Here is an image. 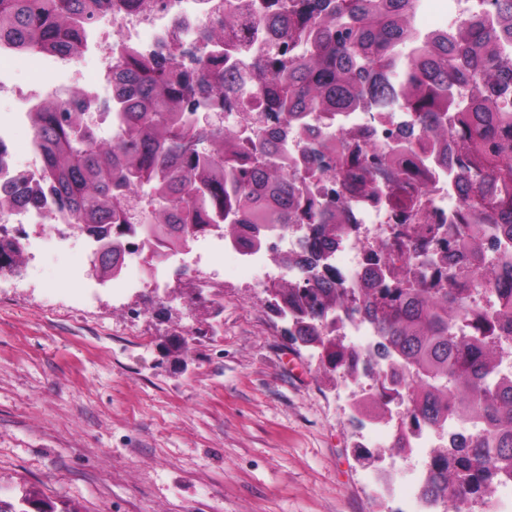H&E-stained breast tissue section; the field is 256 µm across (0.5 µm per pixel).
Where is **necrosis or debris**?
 Returning a JSON list of instances; mask_svg holds the SVG:
<instances>
[{
    "mask_svg": "<svg viewBox=\"0 0 512 512\" xmlns=\"http://www.w3.org/2000/svg\"><path fill=\"white\" fill-rule=\"evenodd\" d=\"M267 12L265 0H244L234 36L223 43L209 39V31L224 23L223 0H112L97 23L87 30L79 52L48 54L40 59L42 69L52 78L51 91L64 95L79 88L83 106L94 128H109L112 139H119L123 114L105 105L107 80L88 78L81 63L85 60L109 64L121 44H128L142 54L183 57L192 53L206 60L225 53V66L235 68L239 76L249 77L256 62L261 60L265 47L274 44L278 35L262 19ZM26 58L9 46H0V99L8 100L10 111L0 118V186L19 179L35 183L43 178V156L36 140H29L25 155H18L12 146L16 130L30 126L29 114L44 98L42 87L22 86L14 74ZM224 123L232 128L243 146H251L264 135L281 133L283 152L292 159L288 174L293 179L302 201L321 202L333 197L346 209L344 223L349 229L325 262L336 268L346 288L359 287L370 255L382 257L389 267L405 268L412 252L410 237L414 219L439 226V237L453 239L454 229L462 221L464 193L459 184L456 164H444L427 137L412 138L409 151L401 160L402 175L412 186V208L406 209L391 202L395 190L392 181H383L376 193H369L365 183L344 178L336 173V161L312 155L315 141L333 138L347 147H368L380 158H387L391 148L399 146L402 131L416 129L414 113L380 108L346 112L328 118L319 112L307 114L300 126H287L284 117L271 112L263 97L252 96L232 104L224 114ZM309 233L306 225L291 228L274 226L266 229L260 245L249 244L247 237L226 238L224 227L214 224L201 234L189 236L181 247L160 261L152 258V244L139 226L121 231L123 259L137 263L141 276H113L109 286L113 293L125 294L165 288L169 266L194 279L196 288L206 291L213 282L196 262L192 253L199 248L224 252L233 256L240 268L260 271L268 266L275 253L283 249H298ZM15 238L22 256L39 250L47 239L57 245H69L84 239L89 253H97L102 243L84 235L78 225L62 216L52 197L46 196L34 205L0 206V235Z\"/></svg>",
    "mask_w": 512,
    "mask_h": 512,
    "instance_id": "obj_1",
    "label": "necrosis or debris"
}]
</instances>
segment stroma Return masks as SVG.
I'll return each instance as SVG.
<instances>
[{
	"instance_id": "obj_1",
	"label": "stroma",
	"mask_w": 512,
	"mask_h": 512,
	"mask_svg": "<svg viewBox=\"0 0 512 512\" xmlns=\"http://www.w3.org/2000/svg\"><path fill=\"white\" fill-rule=\"evenodd\" d=\"M82 247L0 270V500L58 512H400L425 456L391 458L401 498L367 486L348 391L292 344L252 276L216 254L218 296L188 304L99 289L81 305Z\"/></svg>"
}]
</instances>
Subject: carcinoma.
<instances>
[{
    "instance_id": "cac0c4a2",
    "label": "carcinoma",
    "mask_w": 512,
    "mask_h": 512,
    "mask_svg": "<svg viewBox=\"0 0 512 512\" xmlns=\"http://www.w3.org/2000/svg\"><path fill=\"white\" fill-rule=\"evenodd\" d=\"M105 0H0V44L29 55L77 52L81 31L93 24ZM496 23L461 20L450 33L421 39L414 24L416 0H302L301 9L280 20L287 49L259 65L254 91L270 97L275 112L298 123L308 112L334 116L372 104L415 113L418 132L464 157L462 180L468 210L481 220L458 226L473 268L495 284L494 318L512 325V253L485 263L484 237L491 230L512 243V64L500 60L512 43V0H493ZM123 86L119 105L125 112L121 139L106 142L92 133L79 92L64 98L49 94L31 124L44 155V184L61 212L91 236L105 239L112 228L141 224L155 244L153 258H163L181 237L207 219H222L224 236L235 239L242 228L261 243L264 229L306 222L313 237L302 250L275 260L304 273V283L278 281L266 289L278 314L291 300L296 313L288 336L319 350L321 363L345 376L371 377L382 362L393 365L391 385L377 383L362 399L358 414L375 419L398 401L406 404L399 421L402 435L394 447L404 449V432L435 430L445 437L433 449L422 495L448 512H465L467 503L491 500L500 475H512V383L498 378L507 351L493 326L478 332L461 323L448 287V246L424 256L419 281L405 288H377L370 293L342 288L336 270L318 262L336 250L347 230L336 200L300 209L288 162L264 160L278 153V139L263 138L252 151L259 159L243 166L233 132L216 123L197 129L181 114L197 106L240 98L243 81L221 62L188 68L174 58L146 60L132 49L116 63ZM456 85L468 89L459 102ZM456 112L450 126L443 119ZM343 164L372 173L368 151L359 149ZM148 186L156 207L130 209L134 189ZM121 245L112 240V262L101 276L112 279L121 269ZM12 242L0 239V266L20 263ZM359 312L372 324L377 341L362 367L350 368L352 347L334 335L336 316ZM451 419L476 420L483 430H445ZM36 501L40 512H57L53 502L23 492L18 503L0 512H25Z\"/></svg>"
}]
</instances>
